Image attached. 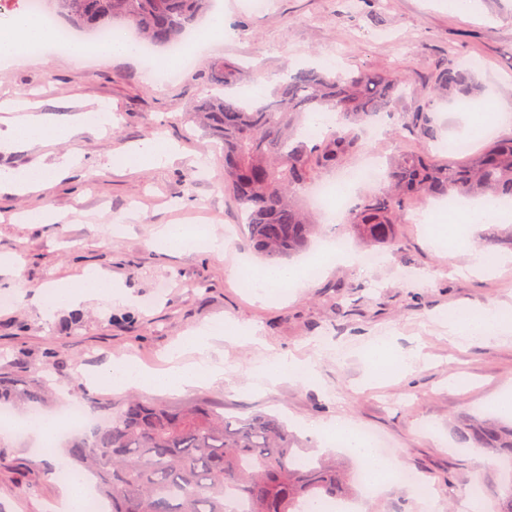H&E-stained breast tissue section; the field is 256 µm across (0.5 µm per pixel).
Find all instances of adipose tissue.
Returning <instances> with one entry per match:
<instances>
[{
  "label": "adipose tissue",
  "mask_w": 512,
  "mask_h": 512,
  "mask_svg": "<svg viewBox=\"0 0 512 512\" xmlns=\"http://www.w3.org/2000/svg\"><path fill=\"white\" fill-rule=\"evenodd\" d=\"M48 39V32L36 19L26 15L14 18L9 25L0 26V66L7 68L30 59L33 49L45 45ZM69 55L76 62L112 56L137 59L141 56V49L135 40L119 33L108 44L74 42ZM29 107V102L20 97L0 102V110L10 115L5 128L0 129V151L14 153L38 144L69 141L83 130L103 132L112 124V114L106 110L79 112L72 115L69 122L57 124L47 120L46 116L31 114ZM80 159L79 149H71L57 161L45 166L38 178L29 170L0 169V192L25 195L39 191L66 175ZM241 272L245 279L250 280L254 296L261 302L273 299L288 289L300 287L303 276L299 268L291 265L256 269L246 264ZM116 295L111 278L92 270L80 283L61 282L47 286L40 297V309L49 313L58 308L77 306L90 298L110 299ZM448 331L466 341L502 339L512 334V307H469L459 310L449 318ZM223 338L250 341L254 333L231 319L223 323L206 322L191 331L185 345L175 346L169 351L165 369H151L121 356L112 359L106 368L97 372L94 380L117 390L136 388L150 394L207 388L224 379L223 363L213 360L210 355L213 340ZM307 430L324 442H338L348 453L362 459L375 483L392 479L391 464L382 459L347 422L311 424Z\"/></svg>",
  "instance_id": "adipose-tissue-1"
}]
</instances>
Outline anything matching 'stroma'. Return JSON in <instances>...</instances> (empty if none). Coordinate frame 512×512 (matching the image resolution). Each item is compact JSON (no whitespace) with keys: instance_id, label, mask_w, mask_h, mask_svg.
Listing matches in <instances>:
<instances>
[{"instance_id":"obj_1","label":"stroma","mask_w":512,"mask_h":512,"mask_svg":"<svg viewBox=\"0 0 512 512\" xmlns=\"http://www.w3.org/2000/svg\"><path fill=\"white\" fill-rule=\"evenodd\" d=\"M224 36L199 47L193 65L168 80H147L142 63L96 59L84 66L67 53L0 69V99L25 94L49 120L75 112L111 111L112 131L78 135L43 152L0 154V169H20L39 155L56 160L71 146L79 166L34 196L0 195V253L17 261L0 275V379L46 391L41 412L59 415L64 393L94 397L100 406L129 393L86 382L89 371L128 355L151 367L173 343L206 321L233 319L255 329L252 341L220 342L214 357L226 379L209 388L162 394L171 406L201 401L225 416L257 412L288 426L336 417L383 440L391 461L415 472L420 490L398 482L345 498L347 512H496L512 484V465L483 448L462 444L463 419L492 417L493 399L512 388V337L492 344L449 336L450 310L512 305V262L477 269V253L496 251L505 224L464 225L454 249L433 244L427 214L434 201L410 200L392 247L377 266L335 264L306 277L303 287L261 303L236 272L260 266L245 225L224 192V151L190 119L209 89L197 76L212 61L252 66L253 80L272 90L283 71L332 64L350 70L398 72L405 94L397 117L384 116L362 133L364 149L342 167L319 170L316 182L339 180L368 160L428 150L449 158L448 142L463 138L465 120L495 106L512 112V0H473L468 15L449 13L448 0H220ZM457 60L472 64L480 92L469 111L448 98L432 111L433 137L402 129L400 114L415 111L436 73ZM173 143L164 166L114 172L110 159L153 137ZM42 206L56 224H28L22 215ZM159 224H207L224 235L223 258L207 250L166 252L149 239ZM97 267L111 273L129 302L92 299L43 316L31 299L52 281L78 280ZM392 335L401 353L420 358L409 372L372 380L360 358L374 338ZM310 360L316 381L287 378L258 391V367L274 354ZM30 433L0 438V512H53L63 479L50 477ZM481 494L469 501L471 483Z\"/></svg>"}]
</instances>
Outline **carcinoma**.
Returning <instances> with one entry per match:
<instances>
[{"label":"carcinoma","mask_w":512,"mask_h":512,"mask_svg":"<svg viewBox=\"0 0 512 512\" xmlns=\"http://www.w3.org/2000/svg\"><path fill=\"white\" fill-rule=\"evenodd\" d=\"M56 16L97 34L119 21L142 42L168 50L181 43L214 0H53ZM215 93L191 113L224 145V183L246 206L248 238L270 265L303 252L320 229L300 196L317 167L342 163L364 147L363 126L395 116L403 78L397 72L298 68L270 95L244 105L217 91L246 81L241 65L217 62L201 74ZM452 92L472 93L470 68L454 61L441 70L412 122L424 138L425 112ZM313 114L336 116L340 130L322 141L301 132ZM512 199V138L489 144L466 164H436L425 154L401 155L381 187L358 198L347 224L368 249L392 244L406 203L423 197ZM10 397L37 408L40 387L20 385ZM112 419L74 437L62 449L68 473L84 470L112 501V512H305L336 501L347 479L323 457L301 454L277 418H226L210 405L178 408L138 398L108 409ZM461 442L512 460V422L462 421Z\"/></svg>","instance_id":"cac0c4a2"}]
</instances>
